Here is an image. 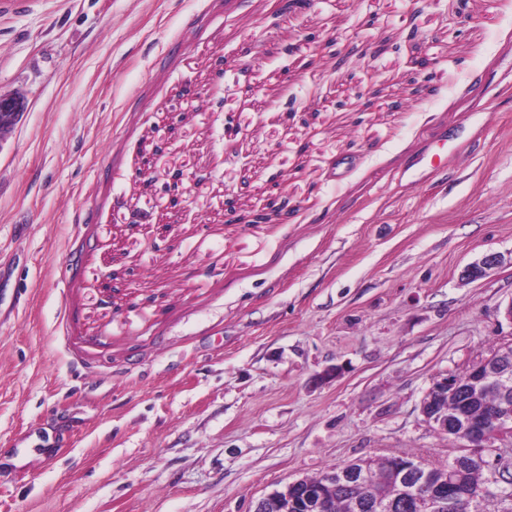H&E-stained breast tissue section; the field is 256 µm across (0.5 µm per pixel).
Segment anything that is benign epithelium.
Returning a JSON list of instances; mask_svg holds the SVG:
<instances>
[{
    "mask_svg": "<svg viewBox=\"0 0 512 512\" xmlns=\"http://www.w3.org/2000/svg\"><path fill=\"white\" fill-rule=\"evenodd\" d=\"M315 0H278L276 16L290 18L301 15L311 8ZM27 103L21 97L0 94V143L15 129L26 111ZM135 178L150 185L156 181L152 157L141 155ZM185 213L181 196L173 194L169 206L156 214L135 211L130 223L158 225L166 230L178 223ZM505 262L500 253H487L468 264L462 275L468 280L485 277L490 271ZM504 347H499L486 357H481L458 374H448L434 382L424 396L421 412L437 430L464 441L458 456L448 466L444 479L432 486L429 483L430 469L418 461H396L391 469L401 491L390 499H378L372 505L373 512H456L462 500L471 494L456 480L455 472L461 464L472 459L484 471H491L490 461L483 452L495 440H512V403L496 402L471 413L463 397L474 399L484 392L504 389L512 384V358L506 359ZM368 463L347 465L329 475L319 483L305 478L288 483L272 496L259 501L254 512H275L282 501L288 507H299L306 503L308 512H334V494L339 487H356L369 481Z\"/></svg>",
    "mask_w": 512,
    "mask_h": 512,
    "instance_id": "7a95c632",
    "label": "benign epithelium"
}]
</instances>
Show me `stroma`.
Here are the masks:
<instances>
[{
    "mask_svg": "<svg viewBox=\"0 0 512 512\" xmlns=\"http://www.w3.org/2000/svg\"><path fill=\"white\" fill-rule=\"evenodd\" d=\"M276 9L0 11V93L27 102L0 144V512H254L358 459L457 454L420 404L512 341V265L460 278L512 253V0H468L465 24L456 0ZM172 170L188 219L162 238L129 217L168 205ZM228 189L288 213L225 223ZM504 262V255L495 252L487 253L468 264L462 275L468 280H477L485 277L490 271L503 265Z\"/></svg>",
    "mask_w": 512,
    "mask_h": 512,
    "instance_id": "1",
    "label": "stroma"
}]
</instances>
